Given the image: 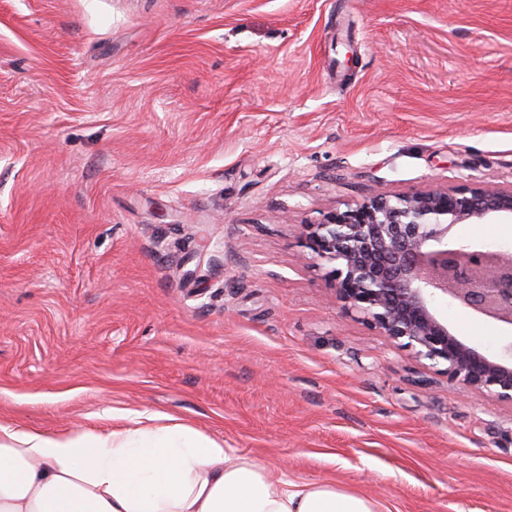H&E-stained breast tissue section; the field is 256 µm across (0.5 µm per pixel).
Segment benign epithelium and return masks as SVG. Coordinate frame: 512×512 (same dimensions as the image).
I'll use <instances>...</instances> for the list:
<instances>
[{
  "mask_svg": "<svg viewBox=\"0 0 512 512\" xmlns=\"http://www.w3.org/2000/svg\"><path fill=\"white\" fill-rule=\"evenodd\" d=\"M512 220V186L431 187L376 195L303 225L336 299L463 392L512 403V339L489 357L448 329V300L512 330V248L451 243L458 224Z\"/></svg>",
  "mask_w": 512,
  "mask_h": 512,
  "instance_id": "benign-epithelium-1",
  "label": "benign epithelium"
}]
</instances>
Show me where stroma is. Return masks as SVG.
Segmentation results:
<instances>
[{
  "label": "stroma",
  "instance_id": "1",
  "mask_svg": "<svg viewBox=\"0 0 512 512\" xmlns=\"http://www.w3.org/2000/svg\"><path fill=\"white\" fill-rule=\"evenodd\" d=\"M475 182L512 186V0H0V423L157 412L381 512H512V404L347 313L302 237Z\"/></svg>",
  "mask_w": 512,
  "mask_h": 512
}]
</instances>
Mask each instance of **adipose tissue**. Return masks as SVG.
<instances>
[{
  "instance_id": "obj_1",
  "label": "adipose tissue",
  "mask_w": 512,
  "mask_h": 512,
  "mask_svg": "<svg viewBox=\"0 0 512 512\" xmlns=\"http://www.w3.org/2000/svg\"><path fill=\"white\" fill-rule=\"evenodd\" d=\"M0 512H380L180 424L44 434L0 424Z\"/></svg>"
}]
</instances>
